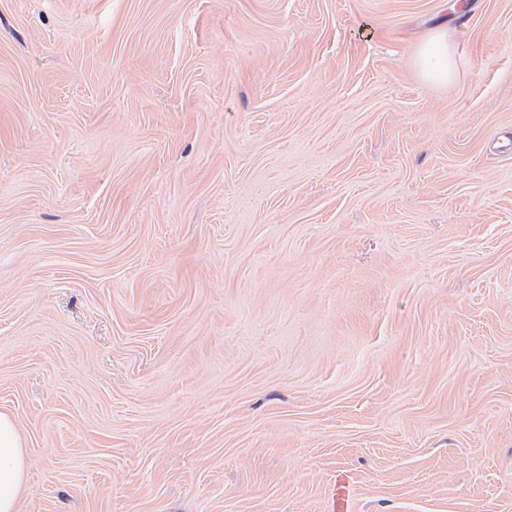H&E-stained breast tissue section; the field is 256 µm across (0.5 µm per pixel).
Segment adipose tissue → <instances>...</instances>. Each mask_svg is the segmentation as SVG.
<instances>
[{"mask_svg":"<svg viewBox=\"0 0 512 512\" xmlns=\"http://www.w3.org/2000/svg\"><path fill=\"white\" fill-rule=\"evenodd\" d=\"M418 62L430 81H447L452 71L448 32L440 29L423 43ZM30 462L14 417L0 412V512H19L29 486Z\"/></svg>","mask_w":512,"mask_h":512,"instance_id":"1","label":"adipose tissue"}]
</instances>
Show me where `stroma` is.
I'll return each mask as SVG.
<instances>
[{"label":"stroma","mask_w":512,"mask_h":512,"mask_svg":"<svg viewBox=\"0 0 512 512\" xmlns=\"http://www.w3.org/2000/svg\"><path fill=\"white\" fill-rule=\"evenodd\" d=\"M0 411L20 512H512V0H0ZM418 62L427 80L448 81L453 64L448 46V30L440 29L432 33L419 50ZM30 462L14 417L0 412V512H19Z\"/></svg>","instance_id":"1"}]
</instances>
